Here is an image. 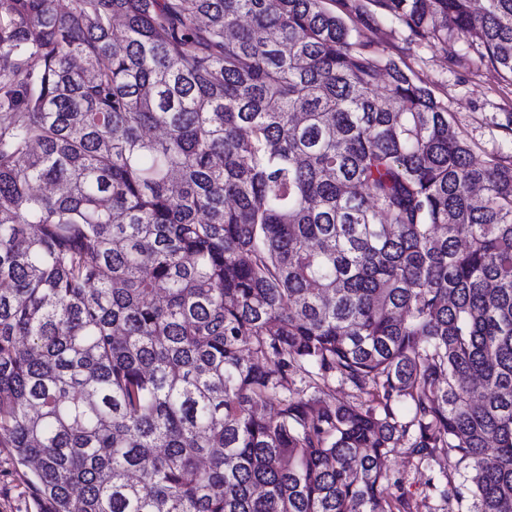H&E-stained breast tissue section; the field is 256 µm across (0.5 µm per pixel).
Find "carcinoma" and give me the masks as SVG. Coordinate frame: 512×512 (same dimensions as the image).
I'll return each mask as SVG.
<instances>
[{"instance_id": "cac0c4a2", "label": "carcinoma", "mask_w": 512, "mask_h": 512, "mask_svg": "<svg viewBox=\"0 0 512 512\" xmlns=\"http://www.w3.org/2000/svg\"><path fill=\"white\" fill-rule=\"evenodd\" d=\"M330 2L0 0V447L42 512H512V156L355 24L512 76V0ZM387 465L390 475L402 478L405 489L418 498L425 476L421 470H417L414 462L409 460L402 450H398L390 456Z\"/></svg>"}]
</instances>
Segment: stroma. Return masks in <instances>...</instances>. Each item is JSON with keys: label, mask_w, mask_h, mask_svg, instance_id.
Returning <instances> with one entry per match:
<instances>
[{"label": "stroma", "mask_w": 512, "mask_h": 512, "mask_svg": "<svg viewBox=\"0 0 512 512\" xmlns=\"http://www.w3.org/2000/svg\"><path fill=\"white\" fill-rule=\"evenodd\" d=\"M360 27L375 48L393 56L447 107L454 127L471 140L476 159L512 155V137L501 129L512 113V80L479 62L468 33L456 36L453 51L459 58L454 61L449 57L453 51L411 39L407 28L392 16H366ZM29 476L11 449L0 448V512H40L27 483Z\"/></svg>", "instance_id": "stroma-1"}]
</instances>
